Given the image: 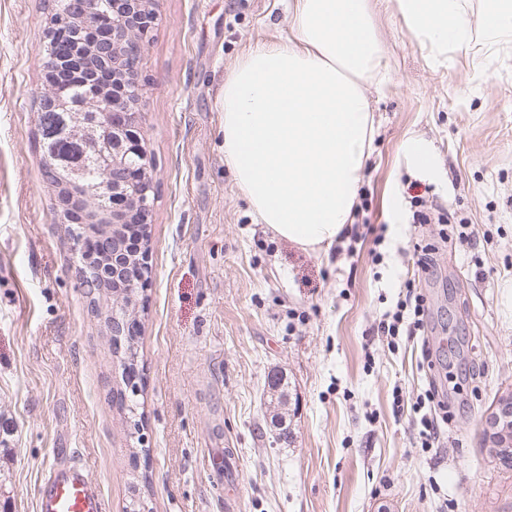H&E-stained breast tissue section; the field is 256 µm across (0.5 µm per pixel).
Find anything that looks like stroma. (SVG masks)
<instances>
[{
    "label": "stroma",
    "mask_w": 512,
    "mask_h": 512,
    "mask_svg": "<svg viewBox=\"0 0 512 512\" xmlns=\"http://www.w3.org/2000/svg\"><path fill=\"white\" fill-rule=\"evenodd\" d=\"M288 2L158 0L144 39L137 111L154 201L139 442L112 402L120 373L37 148L55 0H0V512H35L49 468L73 462L105 512H123L139 443L152 512H512V464L483 442L487 410L512 391V41L437 55L396 0H369L388 78L364 85L376 136L361 187L387 242L375 265L275 236L224 160V78L287 39ZM413 134L433 146L435 177L404 156ZM414 195L478 236L411 223ZM419 238L439 244L420 282L430 372L420 338L391 349L366 336L416 274ZM432 384L452 413L435 451L411 422Z\"/></svg>",
    "instance_id": "35a3bbf8"
}]
</instances>
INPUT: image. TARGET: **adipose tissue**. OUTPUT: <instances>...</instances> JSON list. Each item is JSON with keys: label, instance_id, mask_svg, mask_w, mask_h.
I'll use <instances>...</instances> for the list:
<instances>
[{"label": "adipose tissue", "instance_id": "ef3b65f1", "mask_svg": "<svg viewBox=\"0 0 512 512\" xmlns=\"http://www.w3.org/2000/svg\"><path fill=\"white\" fill-rule=\"evenodd\" d=\"M436 50L471 39L468 0H397ZM480 33L512 39V0H481ZM385 84L368 0H295L288 39L224 80V159L257 223L305 251L353 221L374 139L366 80Z\"/></svg>", "mask_w": 512, "mask_h": 512}]
</instances>
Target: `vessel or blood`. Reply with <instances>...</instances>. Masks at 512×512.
<instances>
[{
	"label": "vessel or blood",
	"instance_id": "vessel-or-blood-1",
	"mask_svg": "<svg viewBox=\"0 0 512 512\" xmlns=\"http://www.w3.org/2000/svg\"><path fill=\"white\" fill-rule=\"evenodd\" d=\"M101 493L90 482L84 468L51 469L44 478L36 501V512H103Z\"/></svg>",
	"mask_w": 512,
	"mask_h": 512
}]
</instances>
